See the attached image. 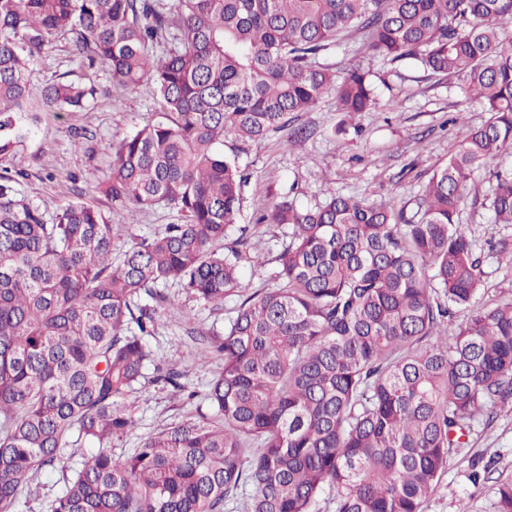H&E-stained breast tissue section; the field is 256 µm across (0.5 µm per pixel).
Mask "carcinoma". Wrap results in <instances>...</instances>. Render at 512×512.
I'll list each match as a JSON object with an SVG mask.
<instances>
[{"label":"carcinoma","instance_id":"cac0c4a2","mask_svg":"<svg viewBox=\"0 0 512 512\" xmlns=\"http://www.w3.org/2000/svg\"><path fill=\"white\" fill-rule=\"evenodd\" d=\"M75 36L81 66L121 87L154 85L166 120L115 148L104 195L129 220L159 205L168 224L112 257V220L77 194L52 221L0 173V512H18L38 473L71 471L47 512H423L474 423L512 399V301L480 303L483 258L459 223L477 172L512 149V0H0V155L45 112H84L89 81L34 91L42 50ZM359 36L372 58L442 78L464 75L488 113L422 185L416 210L334 192L313 206L282 198L256 224L286 237L274 285L241 290L220 247L248 174L224 155L228 133L261 142L326 94L338 132L379 104L370 66L345 72L321 54ZM487 207L512 226V167ZM215 307L239 297L222 336L191 328L213 415L146 437L124 459L112 445L134 424L129 396L153 366L158 285ZM95 453L70 468L64 452ZM496 512H512V481Z\"/></svg>","mask_w":512,"mask_h":512}]
</instances>
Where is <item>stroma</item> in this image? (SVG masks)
Masks as SVG:
<instances>
[{"mask_svg": "<svg viewBox=\"0 0 512 512\" xmlns=\"http://www.w3.org/2000/svg\"><path fill=\"white\" fill-rule=\"evenodd\" d=\"M366 54L362 39L356 38L330 49L322 58L334 67L369 61L374 70L388 73V87L378 90L379 106L358 117V130L333 135L341 114L334 98L328 96L314 111L297 119V124L310 129L308 139L295 138L294 126L289 125L259 143L225 137V155L251 175L238 221L230 227L227 240L240 242L243 254H258L266 261L261 268L243 265L244 287L271 285L276 270L273 259L284 239L281 230L254 223L255 212L284 196L310 205L322 200L328 190L369 201L392 198L414 210L422 184L447 162L467 127L487 120L481 105L466 99L463 78L440 79L412 67L397 77L389 74L388 64L368 60ZM62 73L93 80L101 91L97 104L86 112L44 113L33 135L12 153L0 156V170L22 171L24 177L17 186L20 195L49 218L73 191H82L84 199L111 217L112 253L117 256L132 237L152 235L181 220L176 210L160 206L142 212L137 223H129L122 207L102 192L118 142L162 120L163 114L152 85L116 88L106 66L82 69L67 33L58 35L41 55L34 82L40 85ZM510 166L512 153L478 173L461 206L460 222L478 252L485 253L492 241H512V226L492 223L481 205L492 192L495 173ZM163 291L169 304L158 311L147 343L155 353L172 359L181 373L180 385L175 388L154 381L152 373H145L130 398L135 423L112 449L117 458L125 457L148 435L206 411L204 394L219 365L196 361L183 319L191 317L199 330L220 333L238 305L232 297L223 307H212L175 283L164 285ZM508 480L512 481V410L506 408L490 423L475 424L468 447L451 461L424 512H457L463 501L471 512H496L497 486Z\"/></svg>", "mask_w": 512, "mask_h": 512, "instance_id": "stroma-1", "label": "stroma"}]
</instances>
